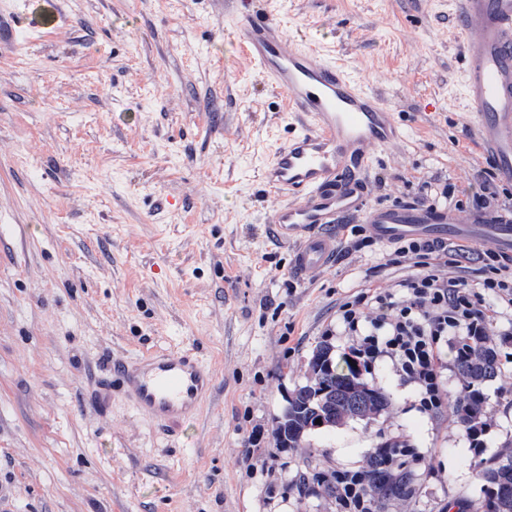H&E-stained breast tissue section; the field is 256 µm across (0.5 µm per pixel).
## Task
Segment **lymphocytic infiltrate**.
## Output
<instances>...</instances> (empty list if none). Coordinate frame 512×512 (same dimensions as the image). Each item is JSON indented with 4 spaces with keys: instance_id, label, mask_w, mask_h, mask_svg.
Listing matches in <instances>:
<instances>
[{
    "instance_id": "lymphocytic-infiltrate-1",
    "label": "lymphocytic infiltrate",
    "mask_w": 512,
    "mask_h": 512,
    "mask_svg": "<svg viewBox=\"0 0 512 512\" xmlns=\"http://www.w3.org/2000/svg\"><path fill=\"white\" fill-rule=\"evenodd\" d=\"M477 259L482 279L472 286L448 277L449 261ZM389 265L407 264L408 274L396 288L373 286L339 300L336 331L351 336L347 356L364 371L390 360L419 393L418 407L440 414L447 395L443 387V346L452 336H485L500 309H512V259L497 250L479 252L463 244L408 238L393 242ZM495 305H488L486 295ZM336 486L341 512H366L364 472L337 470L319 475Z\"/></svg>"
}]
</instances>
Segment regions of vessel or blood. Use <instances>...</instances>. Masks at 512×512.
Listing matches in <instances>:
<instances>
[{
  "label": "vessel or blood",
  "instance_id": "1",
  "mask_svg": "<svg viewBox=\"0 0 512 512\" xmlns=\"http://www.w3.org/2000/svg\"><path fill=\"white\" fill-rule=\"evenodd\" d=\"M467 47L465 101L476 147L501 181L512 183V0H461ZM236 39L265 80L282 94L293 123L264 172L268 193L284 202L267 217L280 241L294 244L292 267L317 276L336 255L330 225L362 217L374 239L454 234L490 242L512 256V218L421 205H369L367 173L379 150L398 143L404 128L381 98L346 67L315 47L292 41L256 5L237 0ZM118 372L134 406L162 424L194 417L213 392V373L191 351L147 352Z\"/></svg>",
  "mask_w": 512,
  "mask_h": 512
}]
</instances>
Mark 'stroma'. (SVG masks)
Here are the masks:
<instances>
[{
  "label": "stroma",
  "mask_w": 512,
  "mask_h": 512,
  "mask_svg": "<svg viewBox=\"0 0 512 512\" xmlns=\"http://www.w3.org/2000/svg\"><path fill=\"white\" fill-rule=\"evenodd\" d=\"M0 43V512H336L315 474L364 466L400 439L412 496L384 512H483L480 457L512 448V311L491 340L498 371L479 437L449 338L441 415L391 362L367 382L373 420L279 446L336 302L368 283L388 245L336 256L311 280L266 218L262 171L291 119L238 49L225 0H9ZM298 44L343 59L405 129L378 152L370 201H411L417 179L478 190L484 170L461 88L459 0H262ZM54 18L36 28L33 17ZM192 349L214 373L197 416L165 429L136 410L112 363Z\"/></svg>",
  "instance_id": "stroma-1"
}]
</instances>
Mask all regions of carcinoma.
Returning <instances> with one entry per match:
<instances>
[{"label": "carcinoma", "instance_id": "carcinoma-1", "mask_svg": "<svg viewBox=\"0 0 512 512\" xmlns=\"http://www.w3.org/2000/svg\"><path fill=\"white\" fill-rule=\"evenodd\" d=\"M457 368L466 392L455 404L457 425L465 432H481L486 426V384L497 372V350L486 336H462ZM311 377L296 388L275 429L279 444L295 448L316 429V420L334 428L354 418L379 416L389 406V396L369 384L348 362L336 361L332 348L319 344L309 360ZM365 490L374 512L385 503L410 496L414 477L408 466L392 458L389 446L376 448L366 460ZM477 476L483 482L485 512H512V448L480 459Z\"/></svg>", "mask_w": 512, "mask_h": 512}]
</instances>
